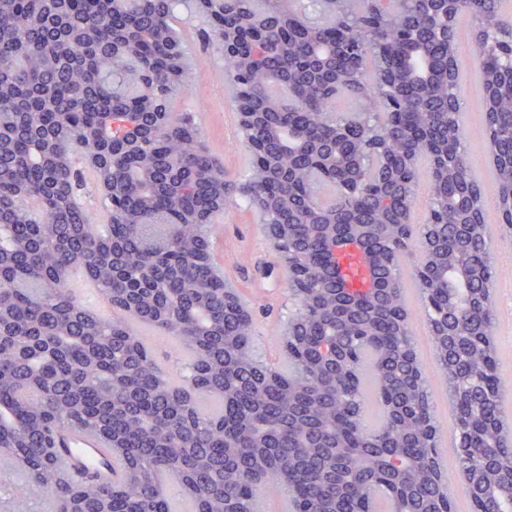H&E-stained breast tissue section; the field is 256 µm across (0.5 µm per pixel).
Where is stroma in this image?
Here are the masks:
<instances>
[{
	"label": "stroma",
	"mask_w": 512,
	"mask_h": 512,
	"mask_svg": "<svg viewBox=\"0 0 512 512\" xmlns=\"http://www.w3.org/2000/svg\"><path fill=\"white\" fill-rule=\"evenodd\" d=\"M199 25V20L195 19L184 28L186 49L195 67L190 75L192 95L177 101L176 106L182 109L194 105L199 111L209 113L210 123L202 131L204 138L212 151L223 160L227 170L241 171L250 164L251 155L239 139L238 117L224 84V60L217 53L203 52L197 32ZM458 62L465 108L462 122L469 147L470 170L487 181L492 175V165L481 115L477 110L482 98V85L475 50H462ZM211 245L224 250L227 280L237 287L250 289L248 304L256 312L254 352L259 358H268L273 338L265 328L266 323L279 322L282 316L295 309L289 298L288 275L280 257L271 249L263 225L257 223L253 212L243 205L229 207L224 212L215 227ZM404 296L414 310L411 329L420 362L434 393V414L441 427V448L450 451L455 443L453 418L442 380L436 372L426 325L416 313L420 294L412 280H405Z\"/></svg>",
	"instance_id": "stroma-1"
}]
</instances>
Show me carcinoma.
<instances>
[{"instance_id":"carcinoma-1","label":"carcinoma","mask_w":512,"mask_h":512,"mask_svg":"<svg viewBox=\"0 0 512 512\" xmlns=\"http://www.w3.org/2000/svg\"><path fill=\"white\" fill-rule=\"evenodd\" d=\"M505 0H456L480 58L493 182L471 174L448 0H0V448L55 512L80 489L111 512H172L161 475L197 512H456L433 393L410 329V273L457 431L470 512H512V439L501 410L486 208L463 239L448 207L465 180L512 230V42ZM224 49L252 159L232 174L206 143L190 92L182 6ZM419 31L424 52L403 37ZM456 167H448V155ZM105 223L78 202L85 173ZM427 196L414 219L420 191ZM241 200L266 226L306 300L258 359L255 319L217 272L215 218ZM81 265L112 307L96 317L64 287ZM369 289L354 291L359 268ZM141 324L191 359L177 376ZM215 399L207 410L200 398ZM122 449L118 481L57 466L72 433Z\"/></svg>"}]
</instances>
